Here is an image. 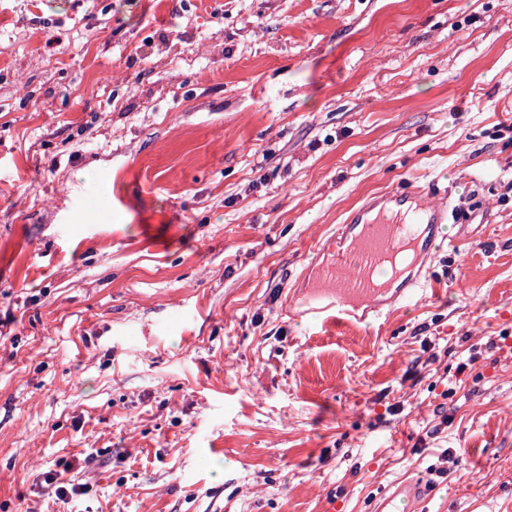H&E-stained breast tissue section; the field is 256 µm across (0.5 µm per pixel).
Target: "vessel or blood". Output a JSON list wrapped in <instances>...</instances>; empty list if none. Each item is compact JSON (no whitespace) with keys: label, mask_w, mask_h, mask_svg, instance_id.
<instances>
[{"label":"vessel or blood","mask_w":512,"mask_h":512,"mask_svg":"<svg viewBox=\"0 0 512 512\" xmlns=\"http://www.w3.org/2000/svg\"><path fill=\"white\" fill-rule=\"evenodd\" d=\"M367 208L374 211V218L360 213L352 218L361 227L356 244L337 251L333 262L322 270L326 289L316 291L312 302L295 310L310 324L354 326L366 313L380 318L386 291L372 281L374 267L396 249L420 244L433 249L440 224L448 220L447 207L436 205L420 191L407 196L387 194ZM429 490L423 481L403 482L393 492L381 494L373 512H422Z\"/></svg>","instance_id":"1"}]
</instances>
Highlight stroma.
I'll return each instance as SVG.
<instances>
[{
	"label": "stroma",
	"instance_id": "stroma-1",
	"mask_svg": "<svg viewBox=\"0 0 512 512\" xmlns=\"http://www.w3.org/2000/svg\"><path fill=\"white\" fill-rule=\"evenodd\" d=\"M510 182L512 0H0V512H512ZM430 183L422 297L289 316ZM430 491V485L422 481H405L393 492L382 493L373 512H423L421 505Z\"/></svg>",
	"mask_w": 512,
	"mask_h": 512
}]
</instances>
